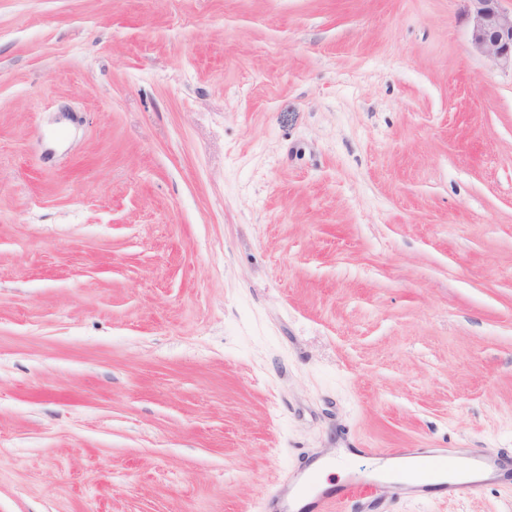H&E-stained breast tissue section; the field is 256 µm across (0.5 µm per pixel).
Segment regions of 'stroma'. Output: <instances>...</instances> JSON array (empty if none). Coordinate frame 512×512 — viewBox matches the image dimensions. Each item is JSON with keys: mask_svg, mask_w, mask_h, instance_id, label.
Instances as JSON below:
<instances>
[{"mask_svg": "<svg viewBox=\"0 0 512 512\" xmlns=\"http://www.w3.org/2000/svg\"><path fill=\"white\" fill-rule=\"evenodd\" d=\"M340 448V512H512V71L465 0H0V512H273Z\"/></svg>", "mask_w": 512, "mask_h": 512, "instance_id": "35a3bbf8", "label": "stroma"}]
</instances>
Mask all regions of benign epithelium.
Segmentation results:
<instances>
[{"label":"benign epithelium","mask_w":512,"mask_h":512,"mask_svg":"<svg viewBox=\"0 0 512 512\" xmlns=\"http://www.w3.org/2000/svg\"><path fill=\"white\" fill-rule=\"evenodd\" d=\"M473 49L503 68L512 69V11L500 0H466Z\"/></svg>","instance_id":"benign-epithelium-1"}]
</instances>
